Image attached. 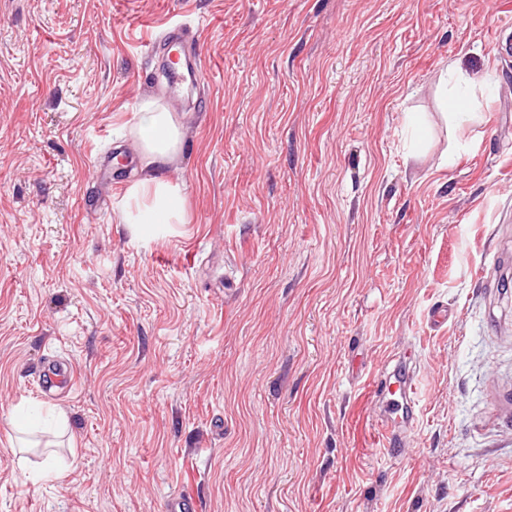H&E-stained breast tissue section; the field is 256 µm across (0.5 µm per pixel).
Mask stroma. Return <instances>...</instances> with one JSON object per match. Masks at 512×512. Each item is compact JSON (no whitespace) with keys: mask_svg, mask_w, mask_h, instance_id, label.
Returning a JSON list of instances; mask_svg holds the SVG:
<instances>
[{"mask_svg":"<svg viewBox=\"0 0 512 512\" xmlns=\"http://www.w3.org/2000/svg\"><path fill=\"white\" fill-rule=\"evenodd\" d=\"M169 23L204 83L158 76ZM500 27L512 0H0V512H512ZM146 98L186 130V221L147 238L118 211ZM409 352L392 449L370 390ZM28 404L64 413L62 480L16 465Z\"/></svg>","mask_w":512,"mask_h":512,"instance_id":"35a3bbf8","label":"stroma"}]
</instances>
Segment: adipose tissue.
I'll use <instances>...</instances> for the list:
<instances>
[{
  "instance_id": "ef3b65f1",
  "label": "adipose tissue",
  "mask_w": 512,
  "mask_h": 512,
  "mask_svg": "<svg viewBox=\"0 0 512 512\" xmlns=\"http://www.w3.org/2000/svg\"><path fill=\"white\" fill-rule=\"evenodd\" d=\"M139 113L137 136L148 172L129 188L120 209V221L152 225L183 223L182 191L161 173L177 155L183 127L172 112L154 98L144 100Z\"/></svg>"
}]
</instances>
